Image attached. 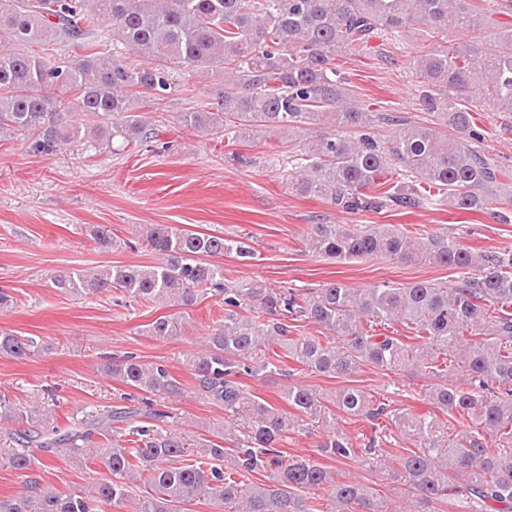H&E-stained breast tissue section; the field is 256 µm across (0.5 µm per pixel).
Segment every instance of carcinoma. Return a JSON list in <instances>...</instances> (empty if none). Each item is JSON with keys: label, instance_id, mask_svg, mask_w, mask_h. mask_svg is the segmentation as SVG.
<instances>
[{"label": "carcinoma", "instance_id": "carcinoma-1", "mask_svg": "<svg viewBox=\"0 0 512 512\" xmlns=\"http://www.w3.org/2000/svg\"><path fill=\"white\" fill-rule=\"evenodd\" d=\"M415 23L443 38L450 28L469 34L413 57L425 123L357 100L340 72L343 59L369 54L375 34L404 33ZM490 30L489 49L483 39ZM55 44L75 55L47 60L42 51ZM188 67L221 82L214 102L179 113L178 121L229 145L269 146L270 162L299 197L353 214L492 210L498 223L512 224V169L481 151L474 117L487 104L512 113V27L500 29L482 0H0V134L21 137L34 154L158 142L147 113L162 111L170 93L191 91L180 79ZM145 241L155 256L150 265L63 270L52 283L74 295L115 289L170 306L223 297L224 319L189 363L192 393L224 410L227 428L203 444L202 459L183 463L190 436L167 428L169 412L148 400L142 413L126 406L107 415L84 411L63 430L44 406L19 408L1 398L0 416L31 429L18 433L19 447L5 462L23 477L24 492L0 497V512H104L132 499L135 481L149 488L136 512H184L201 498L214 512H319L306 491L323 485L332 487L336 512H403L369 486L341 481L305 457L285 458L290 421L239 382L281 370L264 354L274 348L330 377L370 366L430 378L434 413H408L354 387L333 403L399 430L408 447L388 455L387 468L414 503L410 512H439L440 505L512 512V250L475 254L416 227L311 224L303 242L316 257H384L459 275L451 287L417 281L360 289L330 280L281 289L259 279L224 281V267L212 258L254 259L243 238L152 224ZM293 321L316 326L319 335H292ZM397 324L408 334L377 332ZM180 330L163 315L146 333L166 341ZM37 347L31 336L0 331V357L23 361ZM104 371L169 401L187 394L161 361L128 353ZM281 399L293 416L325 422L322 455L341 461L375 453L378 440L360 442L337 428L312 389L290 385ZM138 415L147 425L128 424ZM119 423L135 436L132 445L114 435ZM96 435L107 438L102 458L112 480L87 492L45 491L35 470L39 455L83 457ZM261 470L272 472L269 482L242 480Z\"/></svg>", "mask_w": 512, "mask_h": 512}]
</instances>
